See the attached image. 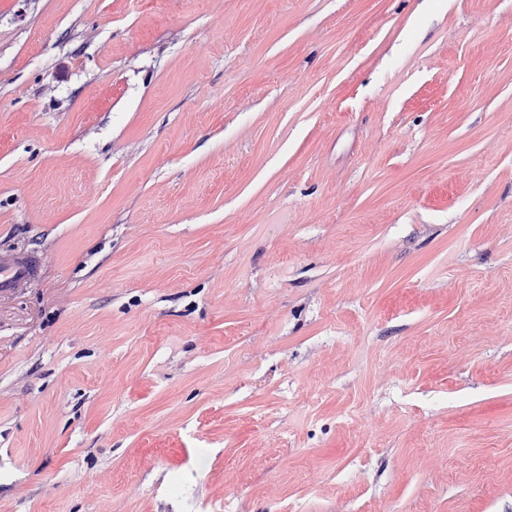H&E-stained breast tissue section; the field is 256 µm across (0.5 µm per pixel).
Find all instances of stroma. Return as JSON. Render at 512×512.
<instances>
[{
	"instance_id": "obj_1",
	"label": "stroma",
	"mask_w": 512,
	"mask_h": 512,
	"mask_svg": "<svg viewBox=\"0 0 512 512\" xmlns=\"http://www.w3.org/2000/svg\"><path fill=\"white\" fill-rule=\"evenodd\" d=\"M0 512H512V0H0ZM41 260L30 253H0V295L8 296L31 282L40 271Z\"/></svg>"
}]
</instances>
